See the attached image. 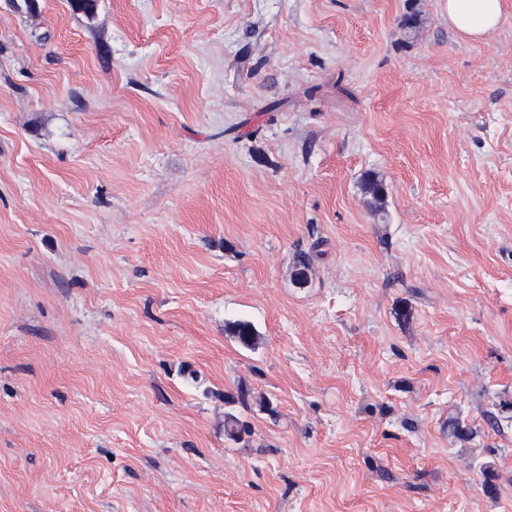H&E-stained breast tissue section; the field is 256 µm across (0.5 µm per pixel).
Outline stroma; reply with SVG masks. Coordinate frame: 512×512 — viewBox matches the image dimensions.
<instances>
[{
  "label": "stroma",
  "mask_w": 512,
  "mask_h": 512,
  "mask_svg": "<svg viewBox=\"0 0 512 512\" xmlns=\"http://www.w3.org/2000/svg\"><path fill=\"white\" fill-rule=\"evenodd\" d=\"M504 2L0 0V512H512ZM503 0H448V24L461 36H490L505 19Z\"/></svg>",
  "instance_id": "35a3bbf8"
}]
</instances>
